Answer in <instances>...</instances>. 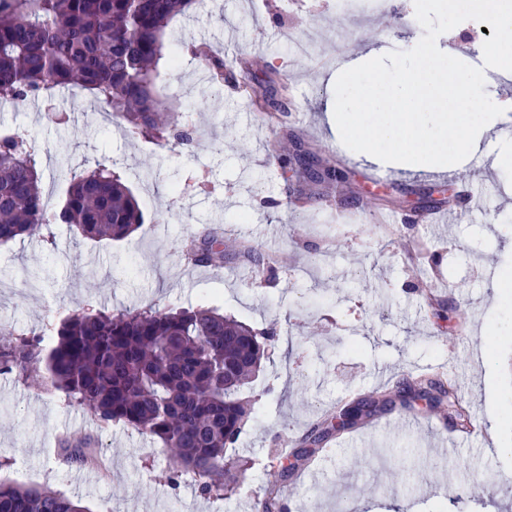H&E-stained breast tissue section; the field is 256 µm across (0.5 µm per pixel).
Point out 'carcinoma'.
Wrapping results in <instances>:
<instances>
[{"label":"carcinoma","instance_id":"carcinoma-1","mask_svg":"<svg viewBox=\"0 0 512 512\" xmlns=\"http://www.w3.org/2000/svg\"><path fill=\"white\" fill-rule=\"evenodd\" d=\"M196 0H0V100L23 105L50 98L61 87L94 95L133 138L190 146L193 128L156 92L158 66L178 64L165 28ZM215 85L249 86L229 70L223 54L189 47ZM293 182L306 176L291 152L279 156ZM323 185L345 183L327 165ZM144 223L139 203L121 176L103 163L71 177L64 203L45 207L36 148L19 133L0 134V243L67 224L83 239L120 241ZM195 261L224 265L218 232L193 240ZM49 346L24 333L0 330V373L63 394L66 405L85 408L103 425L123 423L159 440L171 453L166 477L196 478L207 497L232 490L225 449L235 444L251 414L241 391L261 366L273 336L258 332L215 308L111 314L89 309L57 324ZM425 399L452 427L470 416L452 380L421 378L380 396L358 397L336 411V422L315 425L307 438L321 443L333 432L353 429L383 410ZM90 442L64 440L62 461L88 464ZM254 512H281L271 489ZM0 512H87L64 493L0 481Z\"/></svg>","mask_w":512,"mask_h":512}]
</instances>
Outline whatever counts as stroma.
Returning a JSON list of instances; mask_svg holds the SVG:
<instances>
[{
    "mask_svg": "<svg viewBox=\"0 0 512 512\" xmlns=\"http://www.w3.org/2000/svg\"><path fill=\"white\" fill-rule=\"evenodd\" d=\"M423 29L413 0H362L339 14L336 0H200L173 18L166 40L179 64L161 65L156 90L177 99L198 132L191 146L133 139L101 118L88 93L61 88L24 105L0 103V132L18 131L38 152L44 190L62 204L72 175L107 159L139 202L145 222L119 242L74 238L68 225L0 245V328L48 335L86 309L109 313L210 304L275 340L243 395L252 414L229 455L242 459L234 490L200 495L194 477L170 484L160 441L135 428L100 426L89 411L0 374V480L48 486L90 512H253L274 470L296 451L316 474L286 480L285 512H512V167L493 170L497 131L459 166L474 198L436 172L379 167L336 141L325 112L334 51L350 57L407 51ZM249 62L265 97L288 96L271 125L247 97L216 91L190 45ZM332 163L346 189L315 186L301 203L278 176L280 140ZM155 175L146 178L142 160ZM381 180H373L376 170ZM376 200L377 211L361 207ZM453 203L447 224H383L380 214L429 213ZM271 253L256 269L242 254L223 267L198 266L182 250L206 225ZM453 315L437 318L431 297ZM454 365L464 405L483 437L452 429L426 402L377 415L406 431L374 436L369 426L316 445L306 434L324 414ZM89 438L107 475L58 458L61 438ZM454 443L445 452L441 442Z\"/></svg>",
    "mask_w": 512,
    "mask_h": 512,
    "instance_id": "obj_1",
    "label": "stroma"
}]
</instances>
